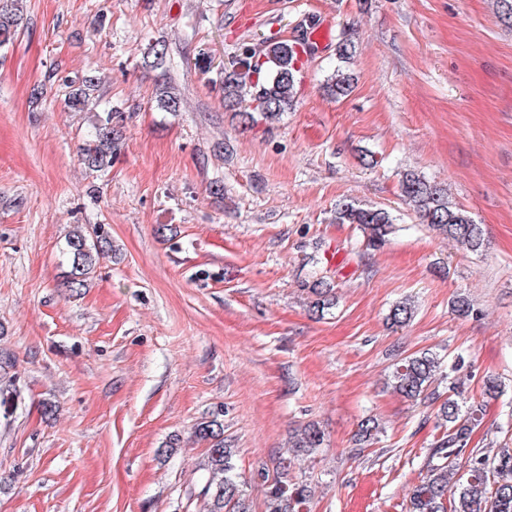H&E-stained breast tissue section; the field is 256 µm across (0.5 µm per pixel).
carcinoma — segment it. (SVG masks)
<instances>
[{"label":"carcinoma","mask_w":512,"mask_h":512,"mask_svg":"<svg viewBox=\"0 0 512 512\" xmlns=\"http://www.w3.org/2000/svg\"><path fill=\"white\" fill-rule=\"evenodd\" d=\"M24 19L23 0H0V49L12 45ZM315 47L306 37L284 40L270 36L256 50L246 46L229 66L219 69V81L224 90V106L237 112L244 122L254 119L257 112L265 119H274L293 105L297 96L301 55H311ZM150 66L162 68L167 62L166 45L157 41L148 48ZM354 77L342 67L327 78L326 90L334 96L347 94ZM99 78L87 74L70 82L67 104L73 112H83L99 100ZM181 98L166 86L159 97V106L166 112H177ZM120 146L117 130L112 125V110L93 127L81 150L80 160L93 173L105 171L112 164V155ZM400 192L422 223L438 235L454 241L467 252H477L484 243V230L468 213L448 200V190L428 180L421 173L408 170L400 180ZM336 223L361 227L366 247H382L394 232V219L381 208H363L351 202L336 207ZM70 271L59 284L70 295H78L87 286L100 260L112 257V239L94 228L76 226L66 240ZM314 296L313 307L323 310L333 305L331 288L316 279L309 286ZM414 305L405 299L390 310L388 319L396 326L410 322ZM443 361L430 352L402 359L390 378L393 391L408 400L439 398L435 383L449 374L442 370ZM454 392L438 410L436 427L440 434L431 444L425 476L414 486L407 512H512V451L505 449L489 458L469 455V468L464 480L448 487V471L466 454L470 435L480 418L481 409L459 399L460 383L452 382ZM381 427L377 418L361 420L357 441L374 440ZM198 442L207 444L203 470L204 484L200 495V512H253L242 489L236 468L237 449L224 442V426L214 416L198 423L193 430ZM324 436L311 425L296 430L292 455L313 454L321 447ZM291 459L279 458L275 471L261 466L253 473L264 491V512H307L311 497L308 485L288 481Z\"/></svg>","instance_id":"cac0c4a2"}]
</instances>
